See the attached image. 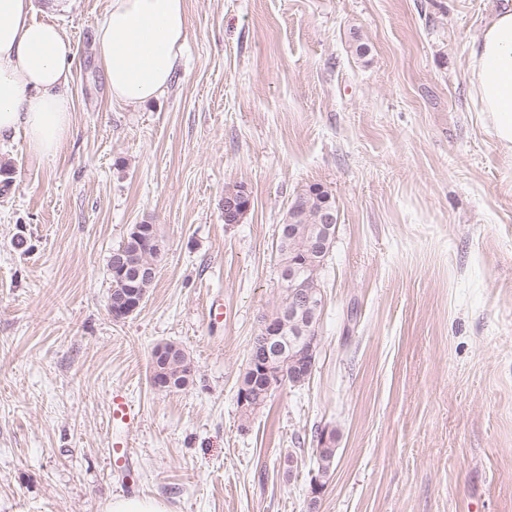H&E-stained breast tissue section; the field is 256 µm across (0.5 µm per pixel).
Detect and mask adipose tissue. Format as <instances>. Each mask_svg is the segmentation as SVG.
<instances>
[{
	"instance_id": "ef3b65f1",
	"label": "adipose tissue",
	"mask_w": 512,
	"mask_h": 512,
	"mask_svg": "<svg viewBox=\"0 0 512 512\" xmlns=\"http://www.w3.org/2000/svg\"><path fill=\"white\" fill-rule=\"evenodd\" d=\"M32 10V0H0V140L23 132L48 159L70 131L76 46ZM187 30L186 0H108L94 51L113 102L136 105L167 92ZM467 76L497 143L512 153V0L473 41Z\"/></svg>"
}]
</instances>
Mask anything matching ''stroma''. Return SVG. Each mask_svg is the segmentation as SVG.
<instances>
[{"instance_id":"35a3bbf8","label":"stroma","mask_w":512,"mask_h":512,"mask_svg":"<svg viewBox=\"0 0 512 512\" xmlns=\"http://www.w3.org/2000/svg\"><path fill=\"white\" fill-rule=\"evenodd\" d=\"M498 3L187 0L168 92L122 106L93 52L107 0H33L77 52L57 154L0 141V512H104L125 483L169 512H512V154L466 74ZM235 184L251 204L228 224ZM313 185L338 214L315 366L246 415L277 228ZM135 224L161 255L116 322L108 260ZM161 343L189 352L192 387L151 385ZM119 387L140 422L118 476ZM132 456L133 449L130 448L126 438L113 436L109 453L111 470L117 474H122L124 470L128 469Z\"/></svg>"}]
</instances>
